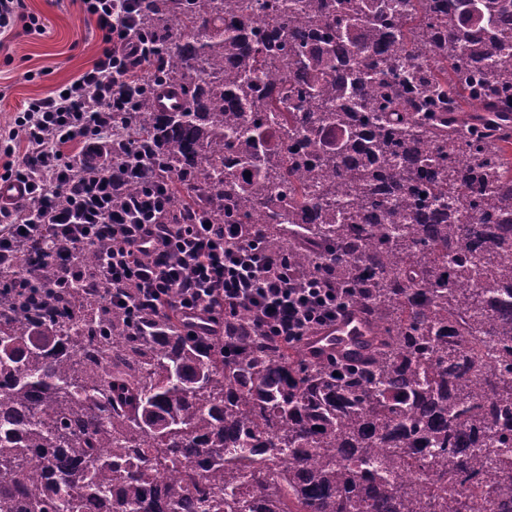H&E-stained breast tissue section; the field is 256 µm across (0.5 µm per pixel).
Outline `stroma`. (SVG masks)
<instances>
[{
    "label": "stroma",
    "instance_id": "obj_1",
    "mask_svg": "<svg viewBox=\"0 0 512 512\" xmlns=\"http://www.w3.org/2000/svg\"><path fill=\"white\" fill-rule=\"evenodd\" d=\"M25 12L42 17L43 36H21L0 49V128L11 125L25 101L65 87L93 60L97 36L71 0H24Z\"/></svg>",
    "mask_w": 512,
    "mask_h": 512
}]
</instances>
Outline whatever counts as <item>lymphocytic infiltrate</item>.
<instances>
[{
  "label": "lymphocytic infiltrate",
  "mask_w": 512,
  "mask_h": 512,
  "mask_svg": "<svg viewBox=\"0 0 512 512\" xmlns=\"http://www.w3.org/2000/svg\"><path fill=\"white\" fill-rule=\"evenodd\" d=\"M143 0H80L99 32L97 58L63 91L30 99L0 130V183L22 192L0 204V269L14 252L44 243L52 287L79 281L103 293L106 307L173 313L194 336L223 332L226 318L253 312L266 335L293 344L335 323L344 309L325 280L294 278L236 224H208L202 211H173L176 178L157 173L147 151L112 153L117 113L131 111L141 72L155 53L138 25ZM23 0H0V35L45 33ZM141 189L125 196L131 179ZM64 195L66 205L55 202ZM34 201L38 210L27 209ZM103 241L97 271L76 262Z\"/></svg>",
  "instance_id": "obj_1"
}]
</instances>
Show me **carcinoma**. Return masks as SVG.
Listing matches in <instances>:
<instances>
[{
	"label": "carcinoma",
	"mask_w": 512,
	"mask_h": 512,
	"mask_svg": "<svg viewBox=\"0 0 512 512\" xmlns=\"http://www.w3.org/2000/svg\"><path fill=\"white\" fill-rule=\"evenodd\" d=\"M139 25L159 54L117 153L150 144L175 210L331 280L369 336L313 358L247 310L202 337L82 285L0 294V512L511 501L512 0H147Z\"/></svg>",
	"instance_id": "cac0c4a2"
}]
</instances>
